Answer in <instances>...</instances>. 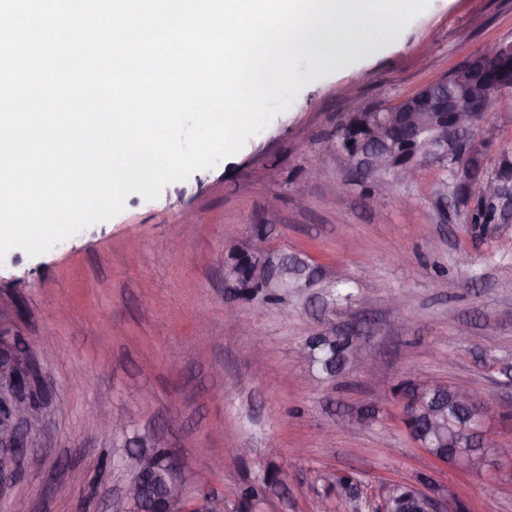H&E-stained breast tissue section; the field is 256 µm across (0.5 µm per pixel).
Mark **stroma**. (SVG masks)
Instances as JSON below:
<instances>
[{
	"label": "stroma",
	"instance_id": "obj_1",
	"mask_svg": "<svg viewBox=\"0 0 512 512\" xmlns=\"http://www.w3.org/2000/svg\"><path fill=\"white\" fill-rule=\"evenodd\" d=\"M501 42H512V0H429L374 51L305 85L235 155L157 199L127 195L116 216L41 255L11 249L0 260V331L29 341L53 399L45 445L0 496V512H108L125 482L122 470L100 468L117 451V414L129 434L184 458L188 496L209 490L225 512H241L240 487L261 479L256 512H352L336 485L348 471L361 512H378L390 485L425 473L452 510L512 512V468L434 463L394 395L416 377L468 385L497 408L494 438L512 445V223L442 216L445 173L432 164L408 182L331 193L344 161L317 151L341 117L395 103ZM476 139L490 143L492 161L512 150V94L493 97ZM313 162L324 180L307 176ZM256 224L324 280L346 282L352 300L326 307L321 288H304L287 309L241 302L226 320L224 254ZM399 292L401 320L391 309ZM325 317L380 325L368 371L309 376L303 343ZM363 402L378 406L376 421L337 422Z\"/></svg>",
	"mask_w": 512,
	"mask_h": 512
}]
</instances>
